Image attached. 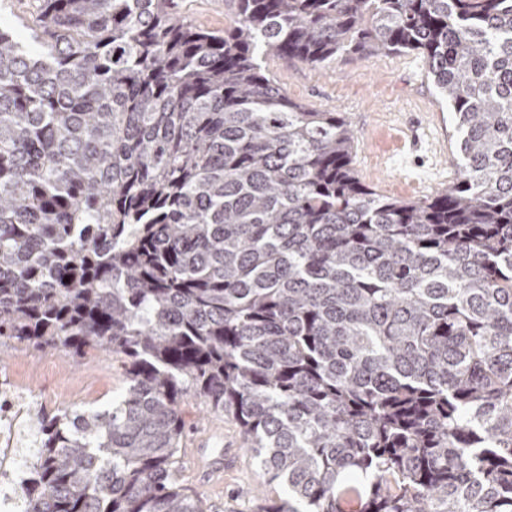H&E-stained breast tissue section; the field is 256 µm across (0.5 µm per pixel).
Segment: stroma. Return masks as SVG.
I'll use <instances>...</instances> for the list:
<instances>
[{
	"label": "stroma",
	"instance_id": "1",
	"mask_svg": "<svg viewBox=\"0 0 512 512\" xmlns=\"http://www.w3.org/2000/svg\"><path fill=\"white\" fill-rule=\"evenodd\" d=\"M174 2L177 14L219 33L234 8L233 0ZM262 66L290 98L344 115L357 136L355 172L378 194L418 200L456 179L452 115L420 54L343 55L326 65L271 57ZM11 379L22 380L37 396L35 404L22 411L24 421L40 412L101 409L126 389L123 362L107 350L92 349L76 357L0 339V385ZM180 409L186 428L184 448L178 453V477L203 499L204 512H259L264 500L284 498L282 485L264 484L235 421L213 411L200 397H186ZM210 432L223 436L229 456L220 478L204 476L186 453L194 439Z\"/></svg>",
	"mask_w": 512,
	"mask_h": 512
}]
</instances>
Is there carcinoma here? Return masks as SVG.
Wrapping results in <instances>:
<instances>
[{
  "mask_svg": "<svg viewBox=\"0 0 512 512\" xmlns=\"http://www.w3.org/2000/svg\"><path fill=\"white\" fill-rule=\"evenodd\" d=\"M36 0L0 29V338L124 360L39 416L25 512H203L180 404L231 416L263 512H512V0ZM416 51L456 183L386 198L265 57ZM69 281H64V278ZM175 11L209 31L224 33L234 8L233 0H174Z\"/></svg>",
  "mask_w": 512,
  "mask_h": 512,
  "instance_id": "1",
  "label": "carcinoma"
}]
</instances>
